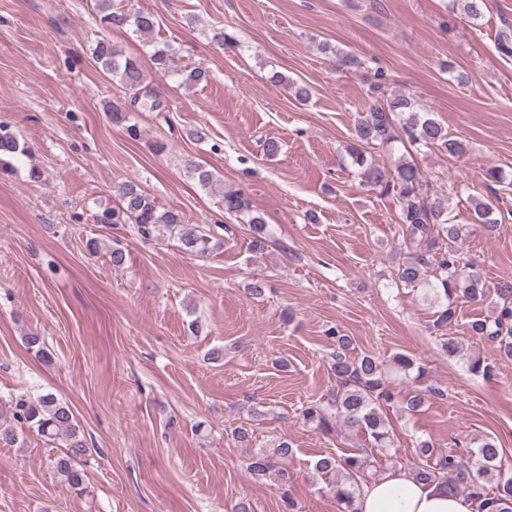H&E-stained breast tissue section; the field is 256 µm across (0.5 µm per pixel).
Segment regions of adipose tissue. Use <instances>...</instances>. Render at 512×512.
I'll return each instance as SVG.
<instances>
[{
  "label": "adipose tissue",
  "instance_id": "obj_1",
  "mask_svg": "<svg viewBox=\"0 0 512 512\" xmlns=\"http://www.w3.org/2000/svg\"><path fill=\"white\" fill-rule=\"evenodd\" d=\"M357 506L360 512H478L476 502L450 492L445 483L424 485L403 469L364 486Z\"/></svg>",
  "mask_w": 512,
  "mask_h": 512
}]
</instances>
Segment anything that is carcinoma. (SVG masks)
<instances>
[{
  "instance_id": "obj_1",
  "label": "carcinoma",
  "mask_w": 512,
  "mask_h": 512,
  "mask_svg": "<svg viewBox=\"0 0 512 512\" xmlns=\"http://www.w3.org/2000/svg\"><path fill=\"white\" fill-rule=\"evenodd\" d=\"M95 20L107 29L131 28L141 35L152 33L157 25L155 16L148 12H128L114 5V0H95ZM330 50L336 64L342 68H361L358 57L342 50L322 45ZM93 61L111 80L119 83L136 99L140 94L151 93L147 77L139 59L120 53L106 37L98 39L92 53ZM173 49L165 44L156 47L152 64L160 72L176 73L172 69ZM383 74L374 75L370 81L368 97L372 104L358 113L353 125L350 155L361 169L365 182L382 193L393 192L401 203L400 230L410 256L398 263L394 284L396 287H420L424 297L438 304L434 327L441 330L457 324L460 304L480 307L490 296L496 297L491 315L469 322L466 330L472 336L498 345L499 356L512 358V278H503L489 286L476 274L466 272L467 263L462 253L449 250L436 252L438 240L447 237L458 240L462 230L450 222L448 204L444 198L423 192V176L417 165L403 161L390 170L367 158L366 148L402 141L417 149L438 150L450 158L460 157L467 145L448 137L445 127L429 113L420 111L406 93L385 94ZM113 123L123 126L127 135L135 139L139 130L130 110L118 105L107 109ZM24 154L17 138L0 126V167ZM186 167L207 188L213 174L204 166L187 161ZM224 213L229 216H248L253 236L250 249L262 251L269 241L265 220L252 214L248 199L239 190L223 194ZM473 220L489 233L497 230L499 219L491 203L474 198L471 201ZM93 219L98 224H129L133 232L144 241H158L165 236H175L182 251L190 256L202 257L211 253L219 244L214 229L186 225L182 212L162 209L132 182L125 185L120 202L112 208L98 211ZM334 346L330 370L336 378V392L326 403L309 402L301 408L302 419L322 434L328 435L341 425L353 432L368 435L371 447L358 448L344 456L326 455L317 460L315 467L321 474L344 471L342 481H333L330 492L334 495L339 512H358L357 494L363 485L376 479L370 472L373 451L391 448L390 430L383 419L382 409L391 404L395 393L388 387L389 371L408 374L415 369L413 359L398 354L391 368L382 366L374 357H351L350 337L338 329H330ZM496 362L477 355L468 363L469 370L485 378L495 372ZM443 393L437 388L415 391L407 399V408L420 410L430 398ZM36 432L50 443H61L62 454L53 461V468L61 480L73 489H84L85 475L76 467V461L87 455L89 448L80 431L70 406L51 392L35 399L19 395L11 400L8 414H0V445L13 446L17 442L16 427ZM292 456L288 440L279 441L275 451L268 454L256 452L248 458L247 469L260 479L271 474L280 478L278 489L286 512H295L296 505L288 493L286 462ZM412 475L421 482L442 479L453 492L465 491L478 502L479 512H512V475L502 472V449L491 437L482 439L477 451L468 456L448 454L438 458L434 465L422 464L412 468ZM497 477L495 491L486 486L488 477Z\"/></svg>"
}]
</instances>
